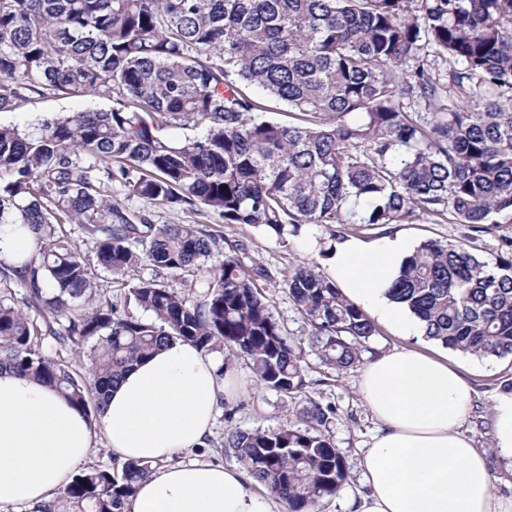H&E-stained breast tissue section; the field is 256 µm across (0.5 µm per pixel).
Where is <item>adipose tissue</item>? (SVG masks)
<instances>
[{"label":"adipose tissue","instance_id":"1","mask_svg":"<svg viewBox=\"0 0 512 512\" xmlns=\"http://www.w3.org/2000/svg\"><path fill=\"white\" fill-rule=\"evenodd\" d=\"M414 250L398 234L350 237L334 243L324 262L347 299L421 341L423 322L390 295ZM236 385L214 354L171 341L125 373L92 424L52 388L0 374V508L63 492L100 435L114 457L157 465L130 512H273L243 471L177 459L202 446L220 399ZM358 389L379 428L360 456L363 490L350 512H512V495L494 494L488 458L464 428L473 385L447 357L392 349L363 368ZM491 432L501 467L512 472V386L493 396Z\"/></svg>","mask_w":512,"mask_h":512}]
</instances>
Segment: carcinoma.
I'll list each match as a JSON object with an SVG mask.
<instances>
[{
    "label": "carcinoma",
    "instance_id": "obj_1",
    "mask_svg": "<svg viewBox=\"0 0 512 512\" xmlns=\"http://www.w3.org/2000/svg\"><path fill=\"white\" fill-rule=\"evenodd\" d=\"M430 56L449 63L446 75ZM34 94L112 108L0 123V225L36 233L29 257L0 259V369L55 389L91 420L170 339L244 357L261 385L292 398L306 385V353L343 373L377 333L334 281L302 264L284 281L308 326L293 339L260 291L267 269L245 262L243 244L211 265L215 236L197 223L156 224L153 207L281 240L306 224L336 237L348 224L419 215L472 232L512 221V0H0V112ZM263 97L291 121L262 118ZM453 99L460 108L448 109ZM174 127L201 134L179 142ZM114 184L124 199L109 193ZM66 224L92 237L94 256ZM100 268L151 318L112 304ZM170 278L205 289L204 300L190 304ZM392 291L426 338L512 355V251L490 263L428 240ZM73 348L92 379L64 358ZM337 416L313 401L276 430L228 432L224 447L287 512H315L348 478L328 429ZM153 469L88 467L35 512H126Z\"/></svg>",
    "mask_w": 512,
    "mask_h": 512
}]
</instances>
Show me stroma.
Instances as JSON below:
<instances>
[{"instance_id": "35a3bbf8", "label": "stroma", "mask_w": 512, "mask_h": 512, "mask_svg": "<svg viewBox=\"0 0 512 512\" xmlns=\"http://www.w3.org/2000/svg\"><path fill=\"white\" fill-rule=\"evenodd\" d=\"M110 106V100L92 96H36L25 101L16 111L0 112V123L22 125L38 116L107 109ZM396 230L417 244L430 239L458 243L464 241L469 233L467 226L426 215L411 223L397 225ZM213 231L219 237L220 250H227L229 245L243 242L248 248L249 255L269 270L271 277L262 282L261 288L270 302L275 319L289 335L303 336L306 331L304 322L284 292L282 284L299 264L322 265V248L330 243L326 228L306 226L299 235L287 237L283 241L240 224H217L214 225ZM313 238L321 242V250L304 252V245ZM429 348L437 354L447 355L449 360L457 364L472 380L477 395L466 428L478 447L485 450L490 462L495 465L493 474L496 493L511 495L512 473L496 465L498 450L493 446L490 418L494 392L500 386H512V356L482 359L455 351H445L444 347L434 342L430 343ZM305 361L307 385L301 393L289 398L260 387L246 359L225 356L224 363L235 371L240 389L233 397L222 399L205 444L188 452L187 457L227 467L238 466L236 456L224 446V436L228 431L276 429L295 422L302 409L310 402L336 405L339 416L334 420L330 431L336 447L347 461L349 477L335 496L321 501L318 510L347 512V499L357 496L362 490L358 461L362 448L367 447L375 434L377 424L358 393L356 382L360 375L359 369L339 374L325 367L311 353L306 355Z\"/></svg>"}]
</instances>
